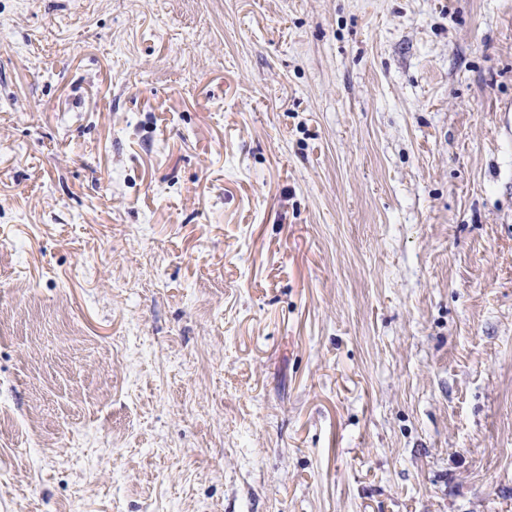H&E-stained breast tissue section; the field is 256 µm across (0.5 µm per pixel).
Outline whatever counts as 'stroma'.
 Returning a JSON list of instances; mask_svg holds the SVG:
<instances>
[{"mask_svg":"<svg viewBox=\"0 0 512 512\" xmlns=\"http://www.w3.org/2000/svg\"><path fill=\"white\" fill-rule=\"evenodd\" d=\"M0 512H512V0H0Z\"/></svg>","mask_w":512,"mask_h":512,"instance_id":"stroma-1","label":"stroma"}]
</instances>
